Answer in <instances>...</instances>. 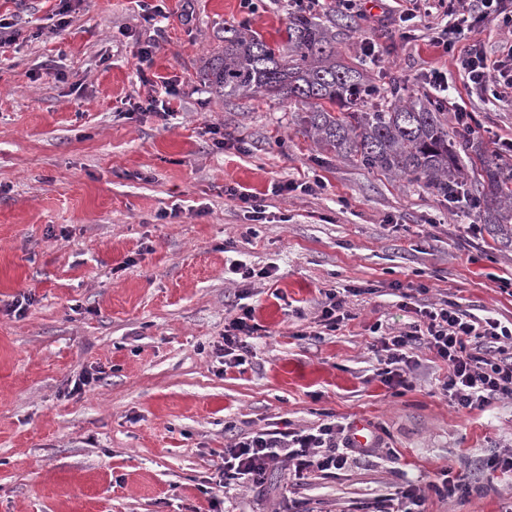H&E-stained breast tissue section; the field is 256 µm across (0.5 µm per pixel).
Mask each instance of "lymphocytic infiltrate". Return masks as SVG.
Listing matches in <instances>:
<instances>
[{
  "instance_id": "f902f5d3",
  "label": "lymphocytic infiltrate",
  "mask_w": 512,
  "mask_h": 512,
  "mask_svg": "<svg viewBox=\"0 0 512 512\" xmlns=\"http://www.w3.org/2000/svg\"><path fill=\"white\" fill-rule=\"evenodd\" d=\"M460 26H446L435 32L433 40L444 53L454 54L456 65L474 89H512V74L497 75L480 42H473L464 53H456ZM161 46L150 38L138 45L137 76L142 85L153 87L154 93L141 104L144 112L162 116L171 113V102L179 96L177 77L157 79L153 64ZM416 319L403 330L378 338L371 346L381 364L379 375L392 390L407 387L408 374L415 365V353L425 348L448 367L441 390L457 410L484 407L491 400L512 398V353L504 344L512 342V327L498 321L476 326L444 301L434 305L412 306ZM259 330L254 309L240 305L237 314L224 325V353L234 366L244 365L250 354L249 340ZM349 426L325 420L309 430L278 432L262 429L234 439L224 450V466L220 484L248 489L263 486L269 472L287 466L295 481H304L313 471L329 473L345 467L356 455Z\"/></svg>"
}]
</instances>
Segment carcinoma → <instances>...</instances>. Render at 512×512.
Wrapping results in <instances>:
<instances>
[{"label":"carcinoma","mask_w":512,"mask_h":512,"mask_svg":"<svg viewBox=\"0 0 512 512\" xmlns=\"http://www.w3.org/2000/svg\"><path fill=\"white\" fill-rule=\"evenodd\" d=\"M224 47L202 59L201 80L222 97L267 95L300 103V126L319 148L360 165L421 182L433 195L460 194L478 207L484 223L512 224V163L474 144L463 130H448L437 103L407 94L395 82L390 98L374 101L378 89L336 60L334 37L304 12L288 18L285 45L224 29ZM338 107L332 112L324 103ZM471 151L481 165L471 181L461 153Z\"/></svg>","instance_id":"cac0c4a2"}]
</instances>
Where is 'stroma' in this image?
Returning <instances> with one entry per match:
<instances>
[{
    "label": "stroma",
    "instance_id": "1",
    "mask_svg": "<svg viewBox=\"0 0 512 512\" xmlns=\"http://www.w3.org/2000/svg\"><path fill=\"white\" fill-rule=\"evenodd\" d=\"M56 5L0 0L17 34L0 48V512H374L444 469L475 490L429 493L427 512H507L512 482L484 462L512 447V399L456 411L441 393L448 369L426 350L410 388L393 393L369 346L373 326L410 322L408 286L420 303L512 324V244L478 210L449 212L423 184L318 150L302 105L204 86L200 62L225 27L249 18L280 46L290 0H260L251 16L241 0H164L155 69L181 81L164 119L134 107L149 92L136 77L146 30L135 0H70L63 28ZM406 7L364 0L357 15L324 0L315 15L380 90L396 79L437 102L426 78L441 70L444 112L475 113L488 150L512 142V106L468 87L432 44L446 17L422 15L406 37ZM476 41L505 60L512 28L486 18L459 45ZM209 125L228 147L213 146ZM314 180L321 188L271 192ZM228 184L262 199V220L243 216ZM234 260L270 275L242 279ZM346 288L358 291L352 320L318 332L326 293ZM243 293L262 331L247 363L230 367L224 323ZM22 298L25 312H13ZM85 372L99 381L74 392ZM329 414L368 421L381 448L301 484L283 467L259 490L217 486L232 439Z\"/></svg>",
    "mask_w": 512,
    "mask_h": 512
}]
</instances>
